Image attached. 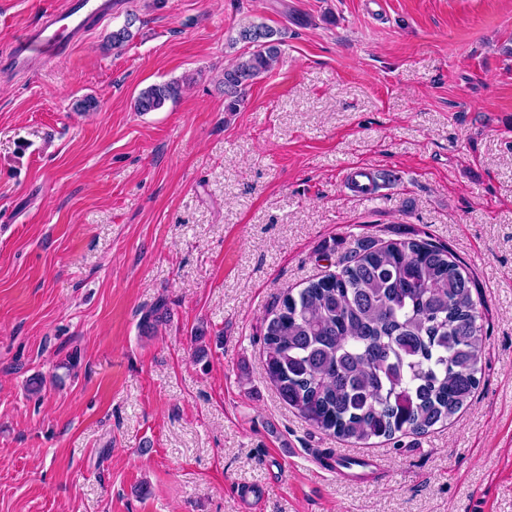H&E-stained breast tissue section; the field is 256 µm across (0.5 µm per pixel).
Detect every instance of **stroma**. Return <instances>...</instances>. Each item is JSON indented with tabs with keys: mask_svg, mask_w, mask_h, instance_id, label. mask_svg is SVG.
I'll list each match as a JSON object with an SVG mask.
<instances>
[{
	"mask_svg": "<svg viewBox=\"0 0 512 512\" xmlns=\"http://www.w3.org/2000/svg\"><path fill=\"white\" fill-rule=\"evenodd\" d=\"M61 2L0 0V53ZM254 24L281 54L229 112ZM361 236L446 246L487 336L455 422L365 447L289 408L261 344ZM251 487L261 512H512V0H120L0 74V512H246ZM181 86L176 82L150 86L139 93L135 100L137 112H152L163 106L165 101L177 97Z\"/></svg>",
	"mask_w": 512,
	"mask_h": 512,
	"instance_id": "obj_1",
	"label": "stroma"
}]
</instances>
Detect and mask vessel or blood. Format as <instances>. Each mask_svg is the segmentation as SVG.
Segmentation results:
<instances>
[{
	"instance_id": "b4317fda",
	"label": "vessel or blood",
	"mask_w": 512,
	"mask_h": 512,
	"mask_svg": "<svg viewBox=\"0 0 512 512\" xmlns=\"http://www.w3.org/2000/svg\"><path fill=\"white\" fill-rule=\"evenodd\" d=\"M115 0H65L63 8L44 12L23 29L0 63L13 73L24 74L52 66L67 56L91 26L111 15Z\"/></svg>"
}]
</instances>
